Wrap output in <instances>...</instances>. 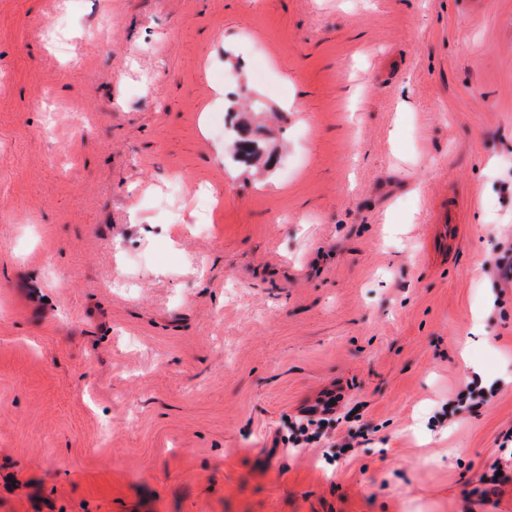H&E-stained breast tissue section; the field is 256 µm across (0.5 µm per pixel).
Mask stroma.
<instances>
[{
  "mask_svg": "<svg viewBox=\"0 0 512 512\" xmlns=\"http://www.w3.org/2000/svg\"><path fill=\"white\" fill-rule=\"evenodd\" d=\"M481 3L0 0V512H512ZM226 99L270 166L229 161Z\"/></svg>",
  "mask_w": 512,
  "mask_h": 512,
  "instance_id": "obj_1",
  "label": "stroma"
}]
</instances>
